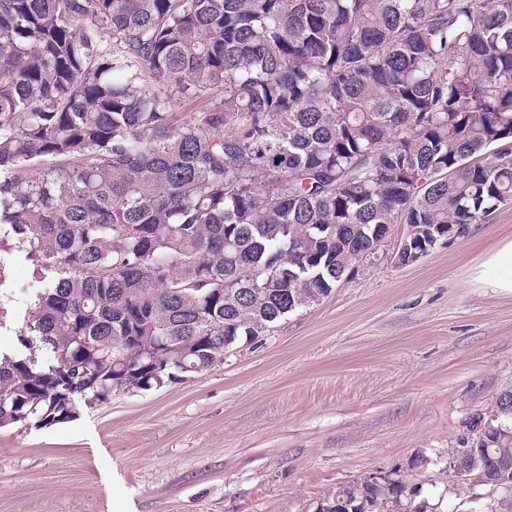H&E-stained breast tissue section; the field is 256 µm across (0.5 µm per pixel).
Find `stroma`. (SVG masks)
<instances>
[{
	"label": "stroma",
	"instance_id": "1",
	"mask_svg": "<svg viewBox=\"0 0 512 512\" xmlns=\"http://www.w3.org/2000/svg\"><path fill=\"white\" fill-rule=\"evenodd\" d=\"M403 232L202 374L0 428V512H319L375 472L420 488L427 512H471L448 450L512 394V296L471 284L512 238V200L407 265ZM5 265L1 351L37 287L22 258Z\"/></svg>",
	"mask_w": 512,
	"mask_h": 512
}]
</instances>
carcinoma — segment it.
<instances>
[{
    "instance_id": "carcinoma-1",
    "label": "carcinoma",
    "mask_w": 512,
    "mask_h": 512,
    "mask_svg": "<svg viewBox=\"0 0 512 512\" xmlns=\"http://www.w3.org/2000/svg\"><path fill=\"white\" fill-rule=\"evenodd\" d=\"M511 199L512 0H0V254L42 283L0 428L185 381L393 225L417 245ZM496 407L458 475L512 478ZM409 495L363 480L322 512Z\"/></svg>"
}]
</instances>
